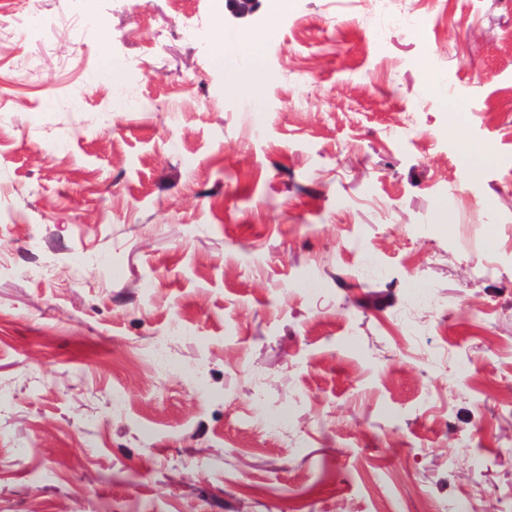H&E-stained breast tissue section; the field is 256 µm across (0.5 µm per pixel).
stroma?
Instances as JSON below:
<instances>
[{
    "mask_svg": "<svg viewBox=\"0 0 512 512\" xmlns=\"http://www.w3.org/2000/svg\"><path fill=\"white\" fill-rule=\"evenodd\" d=\"M268 19L0 0V512L512 507V0Z\"/></svg>",
    "mask_w": 512,
    "mask_h": 512,
    "instance_id": "obj_1",
    "label": "stroma"
}]
</instances>
